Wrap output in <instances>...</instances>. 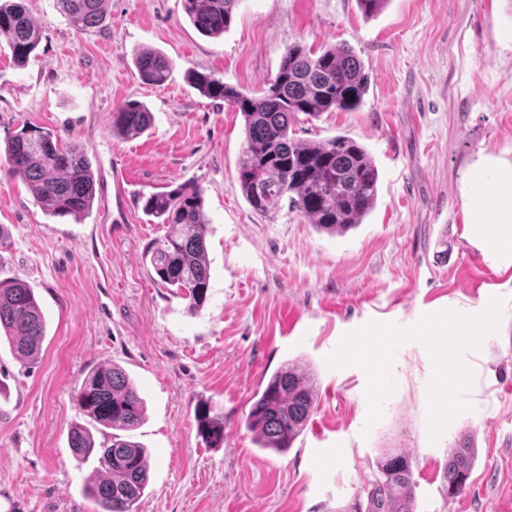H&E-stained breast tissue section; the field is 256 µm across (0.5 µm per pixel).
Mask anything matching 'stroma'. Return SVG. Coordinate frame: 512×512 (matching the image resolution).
Here are the masks:
<instances>
[{
    "label": "stroma",
    "mask_w": 512,
    "mask_h": 512,
    "mask_svg": "<svg viewBox=\"0 0 512 512\" xmlns=\"http://www.w3.org/2000/svg\"><path fill=\"white\" fill-rule=\"evenodd\" d=\"M43 28L25 65L0 41V149L32 124L75 143L92 164L94 204L82 222L55 217L29 187L0 180V279L24 282L45 317L37 360L0 343V512H96L85 495L95 459L77 462L74 394L101 363L121 366L145 404L132 433L149 453L137 512H338L366 500L383 450L410 454L417 512L512 507V254L473 238L467 177L483 201L512 197V0H389L364 16L356 0H239L224 35L200 34L182 0H111L93 32L55 0H27ZM342 44L371 83L361 106L295 127L300 140L345 135L378 170L362 224L331 235L281 208L262 215L237 179L238 112L189 80L205 71L247 93L273 78L288 43ZM171 64L141 83L135 50ZM150 109L125 140L112 111ZM204 190L208 300L194 312L155 281L153 247L167 225L144 195L187 181ZM483 320L477 344L448 331L449 310ZM381 361L354 359L353 348ZM311 374L314 412L286 453L258 448L246 427L277 370ZM461 382L448 387L447 371ZM224 415V444L199 437L195 406ZM478 457L465 492L446 498L442 466L462 434Z\"/></svg>",
    "instance_id": "1"
}]
</instances>
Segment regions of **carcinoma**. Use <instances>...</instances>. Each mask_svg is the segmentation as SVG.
<instances>
[{"label": "carcinoma", "mask_w": 512, "mask_h": 512, "mask_svg": "<svg viewBox=\"0 0 512 512\" xmlns=\"http://www.w3.org/2000/svg\"><path fill=\"white\" fill-rule=\"evenodd\" d=\"M109 0H56L58 11L79 31L100 27ZM239 0H182L195 29L205 36L224 34ZM42 27L24 0L0 4V38L7 41L15 61L26 62L38 48ZM138 78L162 85L170 62L162 54L142 50L135 55ZM202 94L240 112L244 146L237 164L242 194L261 214L275 212L283 201L308 223L329 234L343 235L362 223L374 208L379 173L368 151L356 140L337 135L324 141L302 142L292 136L299 115L350 111L368 91V76L355 53L345 45L314 51L301 41L288 44L278 72L256 97L227 85L212 74L197 73ZM152 113L142 104L126 102L112 111V131L132 138L147 130ZM7 179L25 182L35 199L53 216L80 222L95 199L90 161L75 144L38 126L24 125L7 141ZM145 211L169 225L168 234L152 250L150 262L160 282L201 310L208 300L206 260L208 220L203 189L187 182L145 197ZM44 316L30 288L17 280H0V331L15 357L33 361L45 338ZM315 389L311 377L290 364L274 373L256 394L246 418L259 447L283 453L306 428L313 412ZM78 413L112 430L96 443L81 423L72 424L69 448L78 462L97 457L100 476L85 487L101 512H136L148 484L149 455L128 432L143 420L144 403L123 369L100 364L75 393ZM207 402L196 408L198 433L210 447L224 444V416L211 415ZM476 449L463 437L442 468V488L449 498L461 495L471 476ZM412 459L388 451L377 460V478L367 492V505L356 501L344 512H416Z\"/></svg>", "instance_id": "cac0c4a2"}]
</instances>
